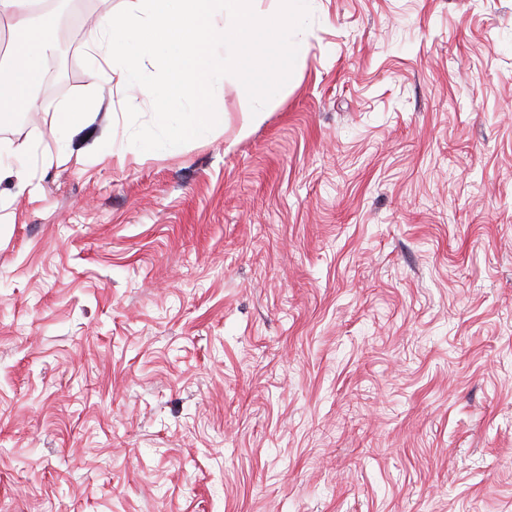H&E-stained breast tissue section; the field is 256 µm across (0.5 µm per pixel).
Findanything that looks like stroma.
I'll return each mask as SVG.
<instances>
[{"label": "stroma", "instance_id": "stroma-1", "mask_svg": "<svg viewBox=\"0 0 512 512\" xmlns=\"http://www.w3.org/2000/svg\"><path fill=\"white\" fill-rule=\"evenodd\" d=\"M136 2L55 0L0 124V512H512V0H309L263 123L148 158L82 61ZM95 113L97 112H91V108L87 104L76 102L68 112H54V116L64 125L71 128H82ZM2 151H13L11 144L1 142L0 145V182L9 180L17 188L18 192H23L31 184L26 170L22 166L5 165L2 163Z\"/></svg>", "mask_w": 512, "mask_h": 512}]
</instances>
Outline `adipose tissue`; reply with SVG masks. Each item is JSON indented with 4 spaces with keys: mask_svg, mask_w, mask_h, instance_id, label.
I'll list each match as a JSON object with an SVG mask.
<instances>
[{
    "mask_svg": "<svg viewBox=\"0 0 512 512\" xmlns=\"http://www.w3.org/2000/svg\"><path fill=\"white\" fill-rule=\"evenodd\" d=\"M36 0H0L8 22V47L0 55V111H43L34 95L54 45L47 33L50 15L35 16Z\"/></svg>",
    "mask_w": 512,
    "mask_h": 512,
    "instance_id": "obj_1",
    "label": "adipose tissue"
}]
</instances>
